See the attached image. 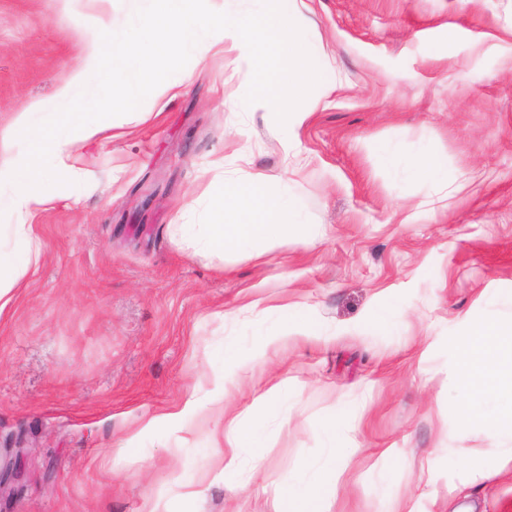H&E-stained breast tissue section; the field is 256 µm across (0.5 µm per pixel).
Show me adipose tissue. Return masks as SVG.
<instances>
[{
	"mask_svg": "<svg viewBox=\"0 0 512 512\" xmlns=\"http://www.w3.org/2000/svg\"><path fill=\"white\" fill-rule=\"evenodd\" d=\"M136 33L115 27L109 18L93 17L80 31L84 65L74 71L52 102H29L14 121L0 128V209L16 218L7 232L17 250L0 247V312L15 300L21 276L37 266L41 249L32 217L50 196L33 183L45 164L86 178L74 160L83 147L101 140L113 127L116 109L128 108L142 94L179 90L176 82L145 64L148 46L164 49L169 59L190 57L203 63L212 53L234 51L240 65L258 70L263 86L248 93L250 107L280 106L289 112V136L309 119L305 100L319 101L336 86V67L323 45L308 40L298 23L297 0H131ZM42 122H34V115ZM25 134L27 151L16 161L9 150ZM297 196L281 187L279 177L241 169L213 205L208 224H176L175 237L199 255L223 253L232 246L258 260L287 240L289 232L314 242L317 231L300 219ZM457 386L461 424L484 417L485 453L512 461V319L486 316L472 320L458 344ZM335 486L314 478L306 488L289 489L286 512H330Z\"/></svg>",
	"mask_w": 512,
	"mask_h": 512,
	"instance_id": "1",
	"label": "adipose tissue"
}]
</instances>
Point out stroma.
<instances>
[{"mask_svg":"<svg viewBox=\"0 0 512 512\" xmlns=\"http://www.w3.org/2000/svg\"><path fill=\"white\" fill-rule=\"evenodd\" d=\"M100 8L0 0L1 127L54 98L84 60L82 15ZM298 8L342 86L296 139L249 109L260 77L227 50L170 70L185 88L142 99V119L114 115L78 159L92 181L44 168L40 263L0 312V457L18 440L30 454L0 512H282L317 468L338 484L331 512H512V465L481 455L480 423L460 426L454 383L470 320L512 316V0ZM386 143L447 160V188L383 169L371 148ZM219 158L225 178L302 159L284 188L323 237L260 264L194 254L170 227L209 223ZM285 304L311 325L284 324L272 308ZM217 386L243 436L223 474L214 421L145 427L208 406Z\"/></svg>","mask_w":512,"mask_h":512,"instance_id":"35a3bbf8","label":"stroma"}]
</instances>
